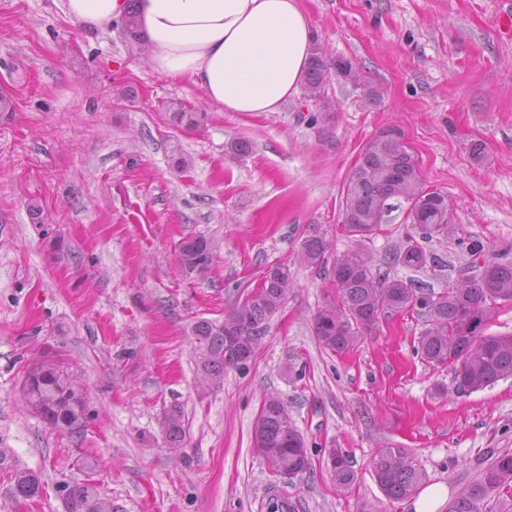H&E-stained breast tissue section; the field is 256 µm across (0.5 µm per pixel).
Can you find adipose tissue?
I'll use <instances>...</instances> for the list:
<instances>
[{
  "instance_id": "1",
  "label": "adipose tissue",
  "mask_w": 512,
  "mask_h": 512,
  "mask_svg": "<svg viewBox=\"0 0 512 512\" xmlns=\"http://www.w3.org/2000/svg\"><path fill=\"white\" fill-rule=\"evenodd\" d=\"M89 32L134 15L153 69L222 112H275L302 89L314 27L300 0H66Z\"/></svg>"
}]
</instances>
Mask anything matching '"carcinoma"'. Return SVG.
<instances>
[{
  "label": "carcinoma",
  "instance_id": "cac0c4a2",
  "mask_svg": "<svg viewBox=\"0 0 512 512\" xmlns=\"http://www.w3.org/2000/svg\"><path fill=\"white\" fill-rule=\"evenodd\" d=\"M345 61L330 63L315 52L305 80V90L316 98L329 81L330 69ZM172 121L185 129L204 125L206 114L191 112L177 105ZM416 162L406 146L393 137L389 128L379 130L361 150L358 164L349 173L342 190V231L365 240L381 230L384 202L406 196L414 213H406L416 234H407L406 243L393 256L399 265L422 270L441 264L426 243L451 238L457 232L452 211L442 210L422 198L424 186L416 179ZM332 243L319 224L306 229L297 262L323 271L334 292L326 297L314 315V331L323 349L333 353L349 350L358 337L372 333L381 319L413 311L425 319L416 351L435 368L452 370L458 392H474L512 378V335L487 336L484 327L499 303L512 302V248L487 250L479 240L469 242L470 257H485L483 265L473 264L475 272L465 287L455 285L442 293L414 288L401 279H380L371 268V259L362 249L345 251L328 263ZM214 245L204 236L180 243L182 269L196 278L206 277L213 263ZM292 271L280 263L270 266L261 285L236 300L224 320L200 319L192 326L196 343V374L199 384L209 390L224 385V373L237 365L240 354L254 357L261 334L279 311L289 288ZM56 362L30 365L22 381V391L31 410L52 429L74 435L86 419L82 405V385L75 375L61 377ZM165 444L184 447L186 431L179 407L169 408L162 421ZM254 454L270 463L275 475H297L310 469L311 461L303 435L292 422L287 403L277 394L265 396L253 425ZM336 456L334 482L344 491L355 483L351 461L340 448ZM373 472L384 495L402 500L416 493L426 475L407 448L385 447L373 458ZM41 488V478L30 471L15 476L14 494L29 499ZM512 492V453L493 454L476 480L464 487L448 505V512H503L497 509L500 497ZM66 512H119L106 508L95 481L87 478L66 485Z\"/></svg>",
  "mask_w": 512,
  "mask_h": 512
}]
</instances>
